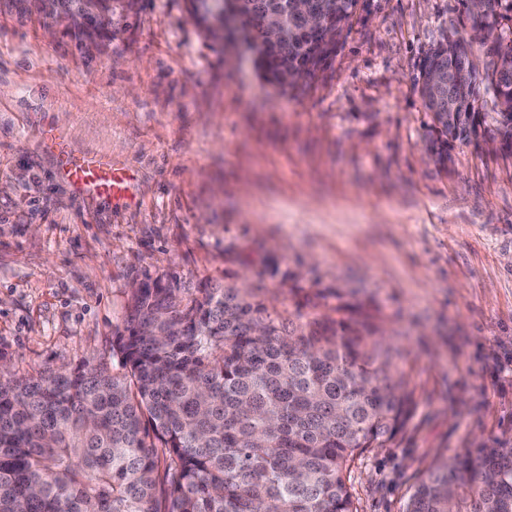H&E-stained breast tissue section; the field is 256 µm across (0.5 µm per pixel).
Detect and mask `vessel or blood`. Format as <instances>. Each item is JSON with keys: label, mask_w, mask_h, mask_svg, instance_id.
<instances>
[{"label": "vessel or blood", "mask_w": 512, "mask_h": 512, "mask_svg": "<svg viewBox=\"0 0 512 512\" xmlns=\"http://www.w3.org/2000/svg\"><path fill=\"white\" fill-rule=\"evenodd\" d=\"M44 149L54 154L61 172L75 188L109 196L123 193L127 175L113 168L102 157L74 152L65 137L54 130H45L42 137Z\"/></svg>", "instance_id": "b4317fda"}]
</instances>
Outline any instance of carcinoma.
I'll use <instances>...</instances> for the list:
<instances>
[{
    "label": "carcinoma",
    "instance_id": "obj_1",
    "mask_svg": "<svg viewBox=\"0 0 512 512\" xmlns=\"http://www.w3.org/2000/svg\"><path fill=\"white\" fill-rule=\"evenodd\" d=\"M218 37L222 11L192 0ZM357 0H316L336 16L320 47L306 36L272 43L255 15L292 14L295 0H227L262 76L294 86L336 49ZM485 27L512 65V0H495ZM88 35L112 0H89ZM472 42L454 32L420 64L419 93L432 117L429 151L486 120L512 153V78L467 68ZM444 71L471 88L486 82L496 115L477 97L448 108L429 84ZM289 75L283 83V75ZM372 326L343 317L297 324L248 288L178 289L146 280L130 292L108 363L0 380V512H357L346 478L356 454L394 439L412 392L396 376L401 356ZM405 512H512V448L485 445L476 458L437 464Z\"/></svg>",
    "mask_w": 512,
    "mask_h": 512
}]
</instances>
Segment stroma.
Instances as JSON below:
<instances>
[{"mask_svg":"<svg viewBox=\"0 0 512 512\" xmlns=\"http://www.w3.org/2000/svg\"><path fill=\"white\" fill-rule=\"evenodd\" d=\"M90 42L41 0H0V363L112 360L129 289L246 280L299 322L344 305L400 345L414 402L347 484L404 512L439 459L512 448V154L492 131L427 150L417 89L457 0H360L327 65L268 83L190 0H131ZM127 171L76 190L46 128Z\"/></svg>","mask_w":512,"mask_h":512,"instance_id":"stroma-1","label":"stroma"}]
</instances>
